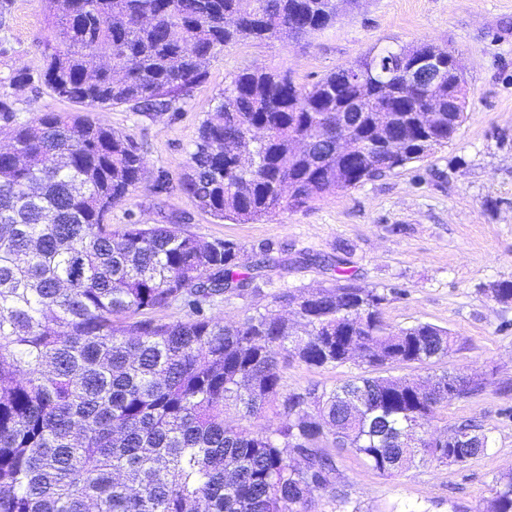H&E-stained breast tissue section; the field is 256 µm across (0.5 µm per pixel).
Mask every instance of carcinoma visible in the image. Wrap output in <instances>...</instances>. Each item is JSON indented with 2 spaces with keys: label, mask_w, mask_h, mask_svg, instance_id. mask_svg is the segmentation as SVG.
I'll use <instances>...</instances> for the list:
<instances>
[{
  "label": "carcinoma",
  "mask_w": 512,
  "mask_h": 512,
  "mask_svg": "<svg viewBox=\"0 0 512 512\" xmlns=\"http://www.w3.org/2000/svg\"><path fill=\"white\" fill-rule=\"evenodd\" d=\"M38 80L60 101L135 112L169 107L206 78L230 44L298 42L336 22L334 0H45ZM428 47L383 49L312 84L288 71L245 68L202 121L179 187L217 220H267L338 190L422 161L452 142L465 113L448 111V91L466 90L453 60L428 94L405 73ZM441 109L425 130L417 109ZM359 146L336 154V117ZM391 125L403 150L378 146ZM0 512H307L320 489L334 512H357L332 488L336 463L322 444L348 449L382 476L427 461L465 466L471 448L427 447L406 428L434 419L458 383L460 396L487 380L454 372L392 376L393 365L448 357L454 337L418 323L394 328L385 296L343 282L310 295L285 292L278 306L226 325L208 306L241 291L275 263L250 265L229 240L204 242L180 222L112 223V208L144 179L132 138L89 114L44 112L16 119L0 93ZM512 303V281L491 288ZM173 305L178 318L156 313ZM367 353L342 386L285 392L288 358L315 367ZM272 414L270 429L224 421ZM493 443L471 423L455 426ZM487 512H512V470L495 475Z\"/></svg>",
  "instance_id": "carcinoma-1"
}]
</instances>
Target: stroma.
Instances as JSON below:
<instances>
[{
    "mask_svg": "<svg viewBox=\"0 0 512 512\" xmlns=\"http://www.w3.org/2000/svg\"><path fill=\"white\" fill-rule=\"evenodd\" d=\"M43 11V0H14L9 25L0 28V80L42 67ZM420 43L458 51L465 66L467 119L448 146L311 208L258 223L216 220L180 190L198 128L240 69L288 70L308 84L371 48ZM10 98L21 121L81 109L36 82ZM92 115L129 135L147 163L145 180L113 207V223H126L131 213L145 224L186 216L201 240L237 243L244 262L266 250L276 258L250 288L216 300L212 316L239 324L270 308L275 295L332 286V265L341 257L358 284L384 294L389 324L430 323L457 336L435 372L480 375L489 384L476 396L450 400L430 428L473 422L492 434L487 455L464 467L429 462L384 477L351 451L331 444L326 450L336 462V487L359 512H485L493 476L512 470V305L486 293L512 280V0H361L353 9L341 6L332 27L300 44L225 47L204 83L168 111L144 116L119 106ZM161 178L168 183L163 190ZM361 371L355 361L317 368L292 360L283 376L290 390L331 389Z\"/></svg>",
    "mask_w": 512,
    "mask_h": 512,
    "instance_id": "35a3bbf8",
    "label": "stroma"
}]
</instances>
